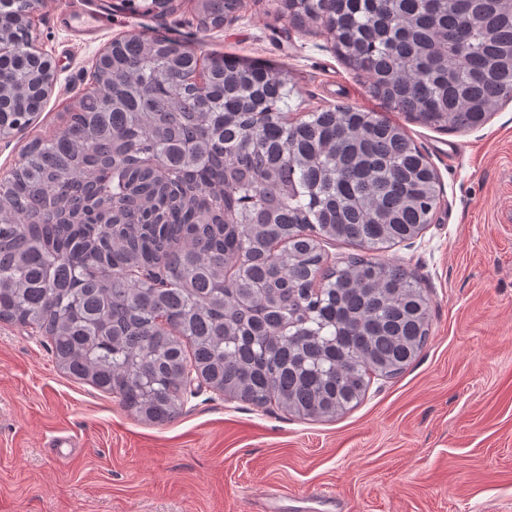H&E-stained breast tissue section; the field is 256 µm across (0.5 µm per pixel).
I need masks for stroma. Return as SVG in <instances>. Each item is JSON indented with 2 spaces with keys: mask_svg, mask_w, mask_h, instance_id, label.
<instances>
[{
  "mask_svg": "<svg viewBox=\"0 0 512 512\" xmlns=\"http://www.w3.org/2000/svg\"><path fill=\"white\" fill-rule=\"evenodd\" d=\"M174 3L143 15L123 0H49L34 28L57 83L23 134L0 140V172L64 126L93 88L100 49L127 33L287 68L298 90L291 105L384 115L435 169L431 224L378 255L427 296L428 342L332 420L205 386L177 419L153 425L60 371L40 332L0 321V512H248L272 486L324 488L339 512H512V101L481 127L433 129L374 98L327 31L282 17L279 0H244L207 30L195 0ZM60 433L78 443L65 458L48 446Z\"/></svg>",
  "mask_w": 512,
  "mask_h": 512,
  "instance_id": "1",
  "label": "stroma"
}]
</instances>
